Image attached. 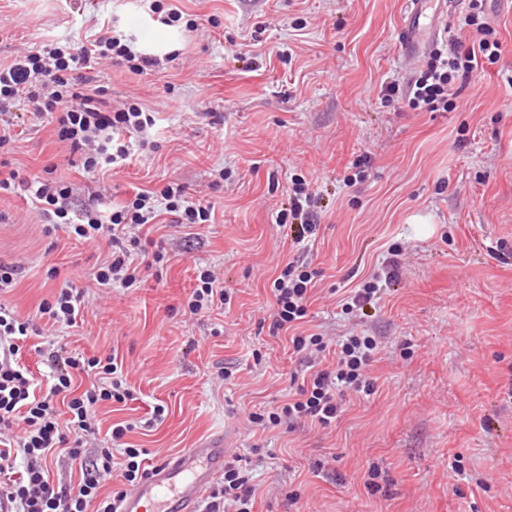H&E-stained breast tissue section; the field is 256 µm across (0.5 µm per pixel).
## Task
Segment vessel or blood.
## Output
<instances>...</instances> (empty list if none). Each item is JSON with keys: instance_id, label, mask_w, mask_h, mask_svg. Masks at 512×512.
<instances>
[{"instance_id": "1", "label": "vessel or blood", "mask_w": 512, "mask_h": 512, "mask_svg": "<svg viewBox=\"0 0 512 512\" xmlns=\"http://www.w3.org/2000/svg\"><path fill=\"white\" fill-rule=\"evenodd\" d=\"M447 0H408L398 30L401 52L419 57L438 35V20L447 16ZM224 434L217 431L195 447L154 466L129 488L120 512H202L210 489L224 473Z\"/></svg>"}]
</instances>
